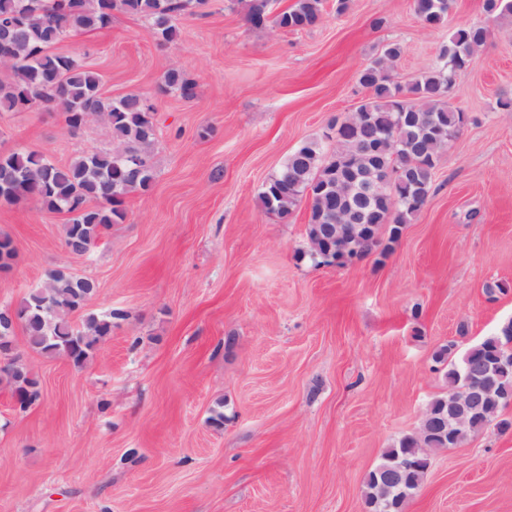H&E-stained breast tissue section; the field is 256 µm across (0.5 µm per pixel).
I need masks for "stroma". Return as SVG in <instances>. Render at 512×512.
Returning a JSON list of instances; mask_svg holds the SVG:
<instances>
[{
	"label": "stroma",
	"mask_w": 512,
	"mask_h": 512,
	"mask_svg": "<svg viewBox=\"0 0 512 512\" xmlns=\"http://www.w3.org/2000/svg\"><path fill=\"white\" fill-rule=\"evenodd\" d=\"M455 0L422 24L413 0H350L301 31L253 28L242 0H209L159 45L141 18L75 30L56 52L81 54L114 100L156 104L155 182L84 256L68 217L0 206L16 249L0 305L47 274L96 281L73 316L125 320L83 367L23 356L42 400L20 412L0 386V512H364L368 473L447 390L434 351L493 335L512 318V18ZM491 36L450 102L469 116L440 159L428 201L388 255L313 266L309 205L289 222L259 204L260 185L306 139L365 99L363 65L401 43L399 83L432 65L450 33ZM183 69L196 96L159 93ZM108 126L70 132L60 115L0 111V154L23 147L67 163L111 147ZM509 283L489 299L487 283ZM405 512H512V432L494 426L431 453Z\"/></svg>",
	"instance_id": "1"
}]
</instances>
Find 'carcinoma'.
I'll use <instances>...</instances> for the list:
<instances>
[{
  "mask_svg": "<svg viewBox=\"0 0 512 512\" xmlns=\"http://www.w3.org/2000/svg\"><path fill=\"white\" fill-rule=\"evenodd\" d=\"M207 0H0V23L22 19L0 43L9 80L0 82V109L52 110L66 127L76 132L101 120L112 131V148L82 155L68 164L56 162L43 151L20 149L0 154V206L34 200L50 212L69 215L63 226V243L76 255L89 253L114 224L126 218V202L153 187L154 147L157 140L155 105L141 93H128L111 102L100 94V76L83 57L54 51L70 31L103 29L112 16L125 13L148 23V32L160 43L177 35L176 20ZM453 0H413L416 16L424 24L440 26L448 20ZM324 0H295L276 15L274 27L300 31L322 18ZM484 12L495 18L512 17V0H483ZM489 32L477 25L456 29L440 49L437 61L407 85L394 81L392 70L404 54L399 42L381 48L358 72V83L367 92L357 107L363 118L349 131L332 137L326 133L303 142L258 189L263 208L288 222L303 201H308L306 236L308 255L319 263L317 246L330 242L338 255L363 259L370 247L380 254L392 249L427 202L441 156L448 150L440 137L423 131L436 124L461 131L466 113L452 106L448 93L458 73L470 68ZM185 100L196 96V83L181 69H170L160 85ZM405 165L407 179L385 195L361 198L360 192L336 191L338 176L354 170L362 184L379 181L389 170ZM15 247L0 234V270L10 268ZM97 290L88 277L60 271L48 273L40 287L16 305H0V331L16 336L22 329L27 347L46 357H63L81 367L100 344L112 336L114 321L123 318L109 309L89 313L81 325L72 315ZM512 325L459 352L450 341L433 360L444 370L452 389L464 386V372L475 376L487 371L495 354L505 350ZM0 383L7 386L17 408L26 411L41 397L40 382L21 356L11 367L0 369ZM451 394L433 399L413 434L387 449L382 461L369 472L365 483L367 512H403L407 498L401 488L416 494L430 466L429 450L448 447V436L461 442L489 424L483 410L496 414L512 404V374L496 381L474 404L468 423L457 426L449 403Z\"/></svg>",
  "mask_w": 512,
  "mask_h": 512,
  "instance_id": "carcinoma-1",
  "label": "carcinoma"
}]
</instances>
